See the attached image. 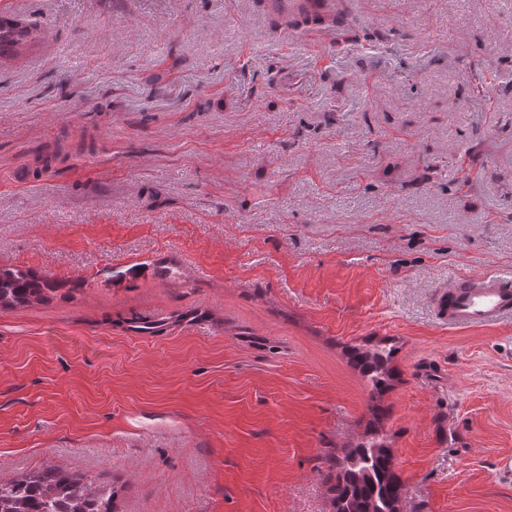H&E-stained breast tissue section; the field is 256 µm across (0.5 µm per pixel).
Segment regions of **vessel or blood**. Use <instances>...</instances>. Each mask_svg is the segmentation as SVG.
<instances>
[{"instance_id":"1","label":"vessel or blood","mask_w":512,"mask_h":512,"mask_svg":"<svg viewBox=\"0 0 512 512\" xmlns=\"http://www.w3.org/2000/svg\"><path fill=\"white\" fill-rule=\"evenodd\" d=\"M0 26L13 30L10 53L33 49L35 31L9 14L0 15ZM434 307L452 328L485 327L512 318V274L496 272L464 275L449 280L434 298Z\"/></svg>"}]
</instances>
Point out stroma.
I'll list each match as a JSON object with an SVG mask.
<instances>
[{"instance_id":"obj_1","label":"stroma","mask_w":512,"mask_h":512,"mask_svg":"<svg viewBox=\"0 0 512 512\" xmlns=\"http://www.w3.org/2000/svg\"><path fill=\"white\" fill-rule=\"evenodd\" d=\"M340 2L0 0L43 33L0 63V266L64 284L0 310V478L331 512L329 456L377 424L405 512H512V319L432 304L512 273V0ZM439 317L448 327L472 328L512 318V274L464 275L448 281L434 298ZM392 352L385 347L358 349L351 355V361L363 375L369 376L373 390L379 395L390 386L392 380Z\"/></svg>"}]
</instances>
